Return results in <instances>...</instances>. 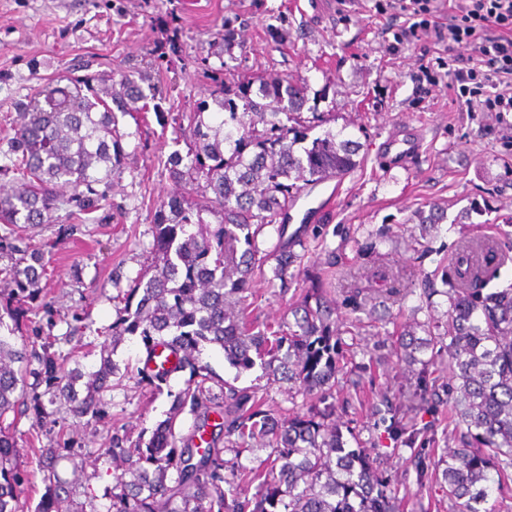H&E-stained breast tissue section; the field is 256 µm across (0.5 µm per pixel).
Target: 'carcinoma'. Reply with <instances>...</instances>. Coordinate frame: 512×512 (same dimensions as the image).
<instances>
[{"label": "carcinoma", "instance_id": "carcinoma-1", "mask_svg": "<svg viewBox=\"0 0 512 512\" xmlns=\"http://www.w3.org/2000/svg\"><path fill=\"white\" fill-rule=\"evenodd\" d=\"M92 77H68L22 104L11 140L12 184L0 189V275L16 286L14 295L34 300L44 270L41 248L22 249L11 241L19 225L51 224L63 206L96 207L94 185L108 184L124 168V135L115 112H136L145 100L141 86L124 75L97 88ZM237 86V105L229 90H213L211 101L187 116L186 156L170 158V175L191 190L212 193L209 213L189 197L161 201L147 265L118 300L112 338L138 336L145 349L139 382L159 394L172 374L189 372L184 386L168 392L166 417L150 434L133 440L112 434V461L122 472L112 487L107 512H396L390 480L374 469L360 449L347 447L336 424V373L342 370L343 342L332 309L318 289L306 292L293 311L294 323L255 330L245 297L249 281L273 258V278L288 287V269L301 265L306 232L287 235L288 208L303 187L342 176L360 165V142L330 130L308 140V133L331 114L303 116L306 87L288 81L259 87L262 101ZM217 112L205 118L209 103ZM277 234L272 255H260L257 238L264 228ZM301 251H295V247ZM448 291L447 336L401 339L402 360L415 370L417 387L437 385L438 369L416 356L433 343L448 352V425L466 426L462 445L446 453L442 471L448 512H495L490 500L512 468V287L483 292L487 280L467 253L457 257ZM223 350L239 370L255 365L274 382L317 395L318 406L300 415L265 408L250 387L224 381L199 359L204 345ZM42 344L41 370L48 400L35 394L27 409L39 418L65 411L75 417L101 413L100 393L126 374L110 356H101L91 374L92 390L80 398L76 377L65 368L67 356ZM28 373L26 348L0 336V419L15 409V392ZM383 421L394 440L407 448L425 445L423 431L404 427L390 404ZM194 422L182 432L180 417ZM267 441L272 452L247 468L239 458L250 442ZM233 454L230 459L224 453ZM57 448L42 449L45 485L37 512H61L72 491L54 470ZM15 439L0 430V512H19ZM256 485L248 496L240 484Z\"/></svg>", "mask_w": 512, "mask_h": 512}]
</instances>
